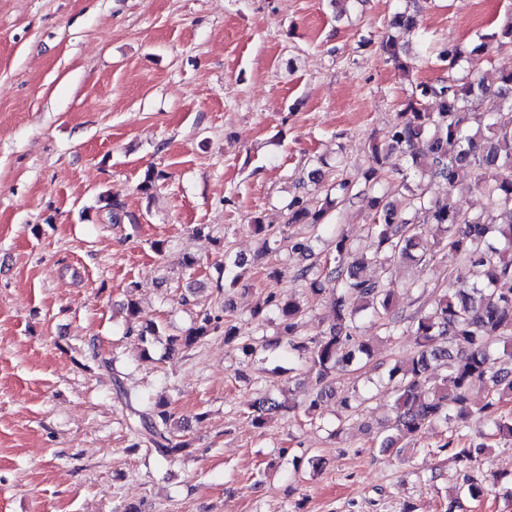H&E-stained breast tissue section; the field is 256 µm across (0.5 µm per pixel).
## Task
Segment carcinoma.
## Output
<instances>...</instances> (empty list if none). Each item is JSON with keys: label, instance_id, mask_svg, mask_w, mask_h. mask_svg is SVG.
I'll return each instance as SVG.
<instances>
[{"label": "carcinoma", "instance_id": "cac0c4a2", "mask_svg": "<svg viewBox=\"0 0 512 512\" xmlns=\"http://www.w3.org/2000/svg\"><path fill=\"white\" fill-rule=\"evenodd\" d=\"M382 48L411 89L387 141L369 146L370 165L362 173L364 185L372 191L368 233L376 250L369 257L356 255L348 238L338 234L334 236L336 256L320 268L312 261L306 242L292 245L300 263L291 268L286 263L268 267L269 277L304 281L314 295L324 292V284L334 285L338 291L333 302L334 323L327 329L298 340L306 307L291 297L273 294L254 306L251 317L262 323L268 310L277 312L278 338L272 345L297 356L319 385L316 397L308 401L309 413L332 391L335 375L374 357L372 344L359 336L361 321L383 329L388 337H413V354L388 366V379L395 382L393 416L385 426L389 434L380 441V448L399 454L404 438L425 427L446 424L452 435L437 451H454L467 471L469 494L479 497L484 488L470 472L480 466L485 446L471 441L473 426L481 425L494 436L512 440V415L502 411L505 403L512 402V72L496 75L493 85L483 76L416 82L413 64L401 59L396 37L386 35ZM488 48L489 42L482 36L467 52L452 44L446 46L440 59L451 69L464 64L470 68ZM393 154L401 161L396 174L404 193L398 199H388L376 188ZM464 175L470 176L487 198V212L468 214L451 202V194L440 197L431 193L432 183L442 181L450 190ZM356 185L348 178L336 181L325 190L320 205L303 192L288 201L286 224L273 228L255 216L249 227L263 236L267 250L270 241L285 235L293 224L328 231L329 213L352 196ZM105 201L110 223L119 224L125 218L134 222L122 201L110 196ZM425 224L437 225L441 236L429 241L423 234ZM444 249L462 258L469 276L449 280L438 296L408 314L396 310L395 289L386 287L383 276L362 275L368 263L383 270L403 261L423 265ZM245 266L241 259L224 254V275L230 278V285L239 283ZM126 309L129 332L137 333L143 342L160 335L155 323L141 321L138 302L128 301ZM220 330L224 343L235 346L245 357L258 353L254 339L241 334L231 321L207 312L184 335L169 337V351L192 348ZM439 363L444 365V374L431 373ZM477 382L489 384L491 391L487 400L475 407L469 391ZM113 385L131 413L128 451L144 446L164 464L188 448V443L174 438L175 415L168 410V402L131 394L117 374ZM285 408L293 410L296 404L264 397L254 404L252 422L262 428L268 415Z\"/></svg>", "mask_w": 512, "mask_h": 512}]
</instances>
